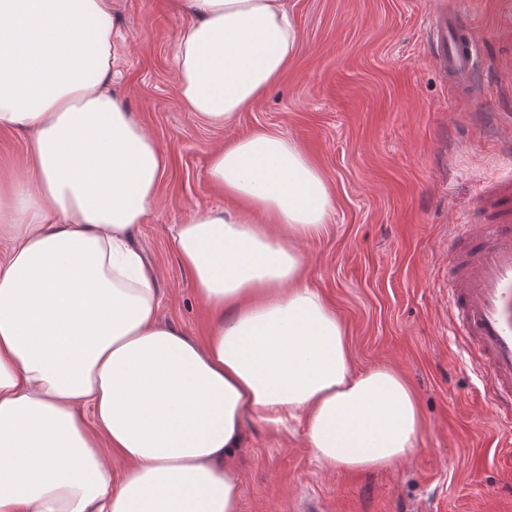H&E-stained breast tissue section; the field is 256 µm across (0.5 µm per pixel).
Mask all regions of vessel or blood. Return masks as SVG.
Returning a JSON list of instances; mask_svg holds the SVG:
<instances>
[{"mask_svg": "<svg viewBox=\"0 0 512 512\" xmlns=\"http://www.w3.org/2000/svg\"><path fill=\"white\" fill-rule=\"evenodd\" d=\"M428 40L434 63L454 90L474 93L477 42L458 14L430 17ZM494 220L474 225L451 244L448 320L477 357L500 414L512 417V179L498 180L481 197Z\"/></svg>", "mask_w": 512, "mask_h": 512, "instance_id": "obj_1", "label": "vessel or blood"}]
</instances>
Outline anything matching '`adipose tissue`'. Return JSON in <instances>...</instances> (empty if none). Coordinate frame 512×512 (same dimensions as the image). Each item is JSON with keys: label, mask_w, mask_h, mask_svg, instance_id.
Returning a JSON list of instances; mask_svg holds the SVG:
<instances>
[{"label": "adipose tissue", "mask_w": 512, "mask_h": 512, "mask_svg": "<svg viewBox=\"0 0 512 512\" xmlns=\"http://www.w3.org/2000/svg\"><path fill=\"white\" fill-rule=\"evenodd\" d=\"M188 109L230 123L285 70V0H172ZM109 0H0V129L27 133L24 189L0 181V512H240L228 465L246 421L304 417L327 468H388L423 432L394 368H356L345 329L304 282L325 227L323 174L287 137L217 148L208 209L173 243L213 317L205 340L162 324L134 246L167 153L111 91Z\"/></svg>", "instance_id": "obj_1"}]
</instances>
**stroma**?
<instances>
[{
    "mask_svg": "<svg viewBox=\"0 0 512 512\" xmlns=\"http://www.w3.org/2000/svg\"><path fill=\"white\" fill-rule=\"evenodd\" d=\"M112 89L168 151L160 200L135 235L157 274L160 320L205 335L210 315L180 263L174 225L239 209L208 177L215 149L256 130L294 140L333 201L303 243L305 282L342 322L356 366L386 364L413 388L425 432L387 469L325 470L301 425L247 424L233 466L240 512H512V425L448 331V240L485 223L479 198L512 170V0H288L299 33L286 71L226 126L186 107L171 0H111ZM464 15L479 44L477 97L432 61L427 16ZM23 133L0 131V173L23 185Z\"/></svg>",
    "mask_w": 512,
    "mask_h": 512,
    "instance_id": "35a3bbf8",
    "label": "stroma"
}]
</instances>
